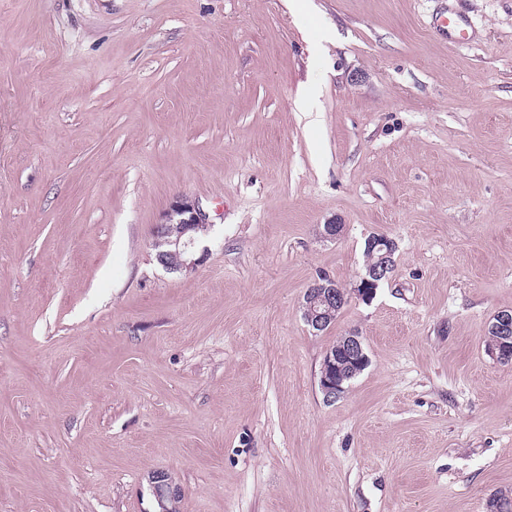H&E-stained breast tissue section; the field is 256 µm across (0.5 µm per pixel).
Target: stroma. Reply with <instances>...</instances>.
Here are the masks:
<instances>
[{
    "label": "stroma",
    "instance_id": "1",
    "mask_svg": "<svg viewBox=\"0 0 512 512\" xmlns=\"http://www.w3.org/2000/svg\"><path fill=\"white\" fill-rule=\"evenodd\" d=\"M182 195L208 254L172 273ZM373 234L391 278L313 332ZM507 309L512 0H0V512H487ZM208 226L206 214L197 203L181 196L170 206L154 228V247L159 264L170 272H187L204 259L198 252L200 235ZM367 249L379 254L378 264L366 265L365 274L350 291L344 292L337 285L324 282H314L304 294V319L307 325L314 331L320 332L332 324L345 305L353 296L363 301H370L376 293L379 285L389 279L394 270L396 252L395 242L385 235H373L367 239ZM364 247L366 264L371 260V255ZM492 330L497 336H494L491 331H488L486 346L500 348L505 358H507V362H504V364L512 363V340H503V337H501L507 336L510 338L512 335V311L505 310L498 312L495 315ZM341 356L345 357L347 361L342 362ZM367 360L368 356L365 352L363 342L358 335L350 334L341 337L336 343V349H329L322 362L323 366L321 369L322 374L319 380V388L324 398L327 401L335 400L345 390V386L361 374L367 366L362 367L361 371L351 379L350 377L353 375V372L343 370L345 367H352L351 362L363 366Z\"/></svg>",
    "mask_w": 512,
    "mask_h": 512
}]
</instances>
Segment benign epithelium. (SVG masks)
<instances>
[{"mask_svg":"<svg viewBox=\"0 0 512 512\" xmlns=\"http://www.w3.org/2000/svg\"><path fill=\"white\" fill-rule=\"evenodd\" d=\"M208 226L206 214L197 203L181 196L170 206L162 221L154 228V247L159 264L170 272H187L197 268L204 259L198 252V229ZM367 249L379 253L380 262L365 268V274L349 291L324 282H314L304 294V319L314 331L320 332L332 324L348 302L357 297L363 301L373 298L379 285L389 279L394 270L395 242L385 235L367 239ZM493 332L498 336L512 335V311L495 315ZM368 360L364 345L356 334L341 337L336 347L326 352L323 359L319 388L324 398L332 401L345 390L343 383L353 375L345 367ZM154 493L157 499L175 498L178 487L172 485L168 475L154 476Z\"/></svg>","mask_w":512,"mask_h":512,"instance_id":"1","label":"benign epithelium"}]
</instances>
